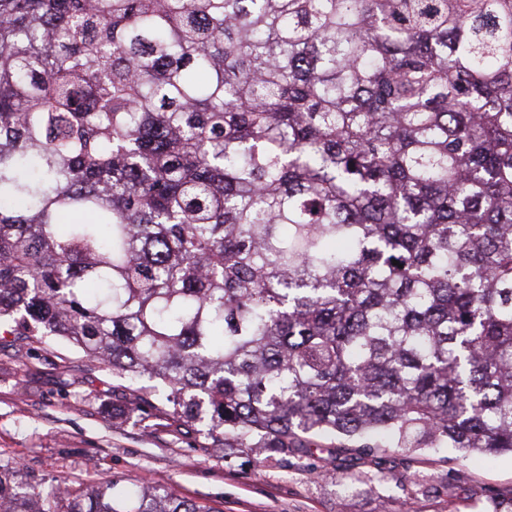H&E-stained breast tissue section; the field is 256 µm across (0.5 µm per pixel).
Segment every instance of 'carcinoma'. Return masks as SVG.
Wrapping results in <instances>:
<instances>
[{
  "label": "carcinoma",
  "mask_w": 512,
  "mask_h": 512,
  "mask_svg": "<svg viewBox=\"0 0 512 512\" xmlns=\"http://www.w3.org/2000/svg\"><path fill=\"white\" fill-rule=\"evenodd\" d=\"M1 323L226 458L512 455V0H0Z\"/></svg>",
  "instance_id": "cac0c4a2"
}]
</instances>
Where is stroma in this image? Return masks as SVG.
<instances>
[{
	"instance_id": "stroma-1",
	"label": "stroma",
	"mask_w": 512,
	"mask_h": 512,
	"mask_svg": "<svg viewBox=\"0 0 512 512\" xmlns=\"http://www.w3.org/2000/svg\"><path fill=\"white\" fill-rule=\"evenodd\" d=\"M112 371L67 341L20 340L0 327V462L30 480L86 487L109 481L115 497L165 487L212 512H512V457L461 459L451 448L414 458L379 453L371 465L340 448L288 463L224 461L171 420L138 421ZM360 474L354 490L342 477Z\"/></svg>"
}]
</instances>
